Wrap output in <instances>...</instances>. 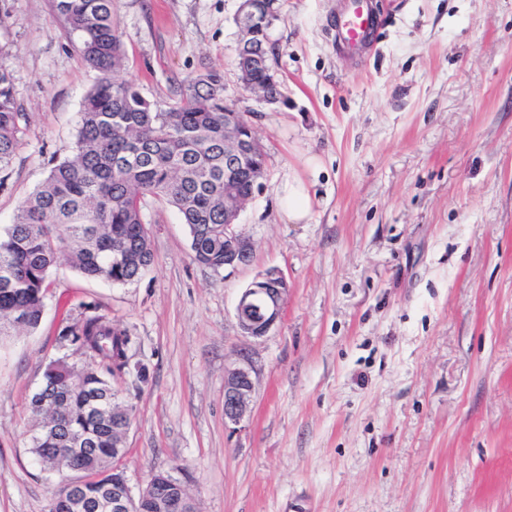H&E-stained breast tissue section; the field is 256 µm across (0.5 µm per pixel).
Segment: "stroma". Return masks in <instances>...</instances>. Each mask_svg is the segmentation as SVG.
I'll use <instances>...</instances> for the list:
<instances>
[{
  "label": "stroma",
  "mask_w": 512,
  "mask_h": 512,
  "mask_svg": "<svg viewBox=\"0 0 512 512\" xmlns=\"http://www.w3.org/2000/svg\"><path fill=\"white\" fill-rule=\"evenodd\" d=\"M376 35L338 48L345 0H282L271 31L282 97L237 78L240 0H113L120 78L166 100L202 68L250 113L267 156L239 222L251 265L197 263L178 211L147 199L154 263L138 281L89 279L60 259L38 327L0 338V512H50L63 477L30 451L28 400L71 353L66 321L93 302L132 338L145 379L123 461L132 489L183 476L199 512H512V0H372ZM0 67L31 117L0 228L72 153L97 73L54 0H8ZM301 179L305 224L279 191ZM280 268L281 322L242 336L235 307ZM256 370L240 431L224 371ZM283 219L289 224H301L308 220L311 200L306 185L300 179L288 180L279 198Z\"/></svg>",
  "instance_id": "stroma-1"
}]
</instances>
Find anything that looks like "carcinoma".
Returning <instances> with one entry per match:
<instances>
[{"label":"carcinoma","instance_id":"obj_1","mask_svg":"<svg viewBox=\"0 0 512 512\" xmlns=\"http://www.w3.org/2000/svg\"><path fill=\"white\" fill-rule=\"evenodd\" d=\"M54 11L78 36L98 78L84 99L72 156L51 167L13 223L0 230V336L17 329V313L28 318V328L37 327L47 279L64 253L89 279L126 284L141 278L153 264L142 230L147 197L179 211L197 262L224 269L223 74L188 76L176 97L151 102L132 82L115 78L122 53L112 0H55ZM29 123L0 70V187ZM118 255L128 260L118 262ZM83 308L60 336L95 365L78 368L65 360L47 377L62 402L40 414L42 431L31 452L47 466L84 473L83 492L93 497L96 474L112 466L122 430L112 427V413L97 414L91 405L112 397L115 375L125 367L119 346L132 339L97 314V306ZM77 436L94 452L55 461L54 449L74 447Z\"/></svg>","mask_w":512,"mask_h":512}]
</instances>
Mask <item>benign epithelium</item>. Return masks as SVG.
<instances>
[{
  "mask_svg": "<svg viewBox=\"0 0 512 512\" xmlns=\"http://www.w3.org/2000/svg\"><path fill=\"white\" fill-rule=\"evenodd\" d=\"M280 13V0H241L236 18L245 23L235 59L240 82L251 87L249 71L261 67L268 74L267 85L277 86L268 44L270 30ZM258 138L248 116L224 105V161L253 156ZM260 180L253 189L240 195L233 188L224 191V268L237 269L250 264L253 242L238 223L243 205L258 193ZM290 284L281 269L270 267L256 275L240 296L235 316L242 335L260 338L281 320ZM255 392L253 368L247 359L224 374V426L234 432L245 420ZM112 482L102 484L97 497L82 495V480L67 483L53 497L55 512H191L194 507L186 484L170 472H158L133 497L123 468H112Z\"/></svg>",
  "mask_w": 512,
  "mask_h": 512,
  "instance_id": "1",
  "label": "benign epithelium"
}]
</instances>
